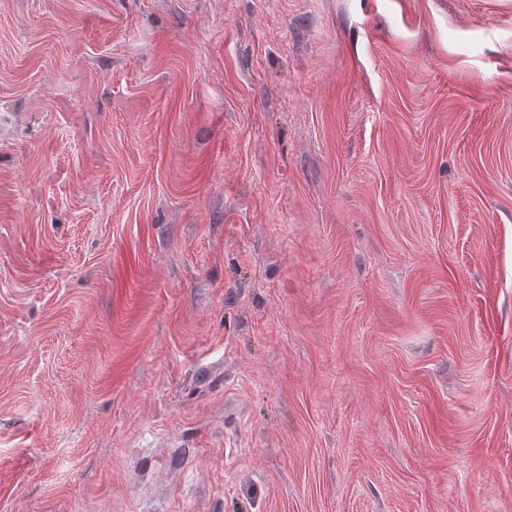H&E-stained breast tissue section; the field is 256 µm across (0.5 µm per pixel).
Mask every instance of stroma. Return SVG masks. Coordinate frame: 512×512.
I'll list each match as a JSON object with an SVG mask.
<instances>
[{
	"label": "stroma",
	"instance_id": "1",
	"mask_svg": "<svg viewBox=\"0 0 512 512\" xmlns=\"http://www.w3.org/2000/svg\"><path fill=\"white\" fill-rule=\"evenodd\" d=\"M0 512H512V0H0Z\"/></svg>",
	"mask_w": 512,
	"mask_h": 512
}]
</instances>
